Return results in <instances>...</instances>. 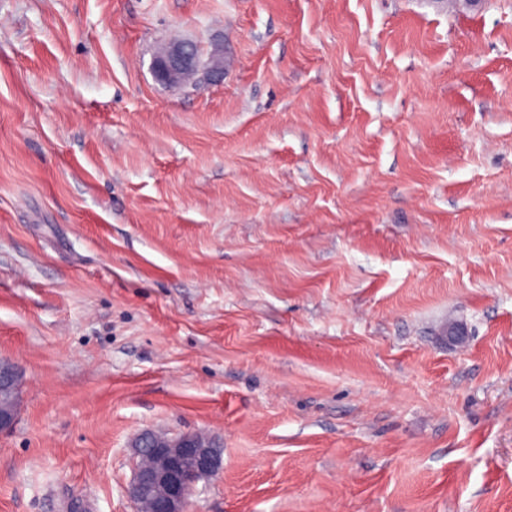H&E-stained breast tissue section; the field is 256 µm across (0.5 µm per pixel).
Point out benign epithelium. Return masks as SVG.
<instances>
[{"mask_svg":"<svg viewBox=\"0 0 512 512\" xmlns=\"http://www.w3.org/2000/svg\"><path fill=\"white\" fill-rule=\"evenodd\" d=\"M196 49L197 44L189 40H176L161 47L153 60L156 79L170 87H183L223 78L224 53L215 46L201 62ZM20 385L16 366L0 361V432L14 424ZM131 448L144 458L125 488L136 512H186L196 483L221 468L217 445L197 434L171 437L147 430L137 435Z\"/></svg>","mask_w":512,"mask_h":512,"instance_id":"7a95c632","label":"benign epithelium"}]
</instances>
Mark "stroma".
<instances>
[{
    "label": "stroma",
    "mask_w": 512,
    "mask_h": 512,
    "mask_svg": "<svg viewBox=\"0 0 512 512\" xmlns=\"http://www.w3.org/2000/svg\"><path fill=\"white\" fill-rule=\"evenodd\" d=\"M1 357L0 512H512V0H0ZM198 45L189 40L172 41L159 49L153 60L155 77L170 87L194 86L224 77V53L214 46L207 59H197ZM21 378L16 366L0 361V432L9 430L15 421ZM130 447L145 458L125 488L137 512H186L196 483L221 468L219 447L197 434L171 437L147 430Z\"/></svg>",
    "instance_id": "stroma-1"
}]
</instances>
